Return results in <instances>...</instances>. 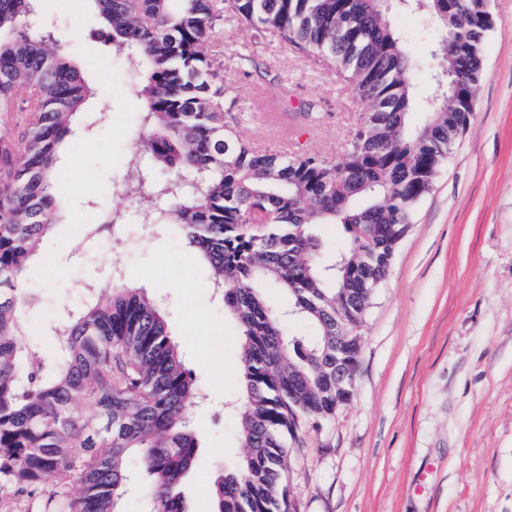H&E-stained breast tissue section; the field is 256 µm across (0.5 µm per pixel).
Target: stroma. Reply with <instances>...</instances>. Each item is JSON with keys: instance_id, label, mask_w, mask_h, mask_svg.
Wrapping results in <instances>:
<instances>
[{"instance_id": "obj_1", "label": "stroma", "mask_w": 512, "mask_h": 512, "mask_svg": "<svg viewBox=\"0 0 512 512\" xmlns=\"http://www.w3.org/2000/svg\"><path fill=\"white\" fill-rule=\"evenodd\" d=\"M59 49L97 95L60 154L66 221L24 274L34 326L76 309L88 281L108 283L114 264L162 306L205 396L190 409L198 452L182 487L187 512H204L201 485L247 453L233 407L240 396V329L214 291L184 286L189 248L176 231L152 232L122 191L139 144L138 78L92 32L82 0H43ZM494 19L467 129L417 205L362 328L351 400L330 421L305 425L288 450L293 512H512V0H489ZM415 57L419 97L429 95L439 33L419 13L391 9ZM258 44L267 79L239 57ZM233 100L241 138L277 146L262 102L280 85L317 106L295 124V153L330 156L368 104L334 73L275 38L256 40L223 19L206 47ZM118 234L83 236L108 210Z\"/></svg>"}]
</instances>
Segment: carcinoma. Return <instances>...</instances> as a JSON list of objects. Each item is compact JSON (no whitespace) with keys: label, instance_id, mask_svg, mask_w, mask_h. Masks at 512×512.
Segmentation results:
<instances>
[{"label":"carcinoma","instance_id":"cac0c4a2","mask_svg":"<svg viewBox=\"0 0 512 512\" xmlns=\"http://www.w3.org/2000/svg\"><path fill=\"white\" fill-rule=\"evenodd\" d=\"M39 2L0 0V114H26L0 167V500L50 485L43 512H125L135 460L146 512H185L180 487L198 451L189 408L204 395L160 304L119 275L88 284L82 306L43 330L27 322L24 271L65 211L58 152L95 96L53 47ZM86 2L97 37L140 75L143 137L124 192L152 223L178 225L240 328L248 452L215 476L213 512H292L288 447L304 424L336 414V318L364 325L378 266L448 159V135L475 111L494 27L487 0H399L433 15L446 45L425 99L383 0ZM225 16L316 54L370 104L365 127L331 157L241 138L205 54ZM415 110L428 114L419 127ZM316 224L343 225L344 249L324 253ZM267 288L285 307L265 301ZM290 315L312 336H289Z\"/></svg>","mask_w":512,"mask_h":512}]
</instances>
